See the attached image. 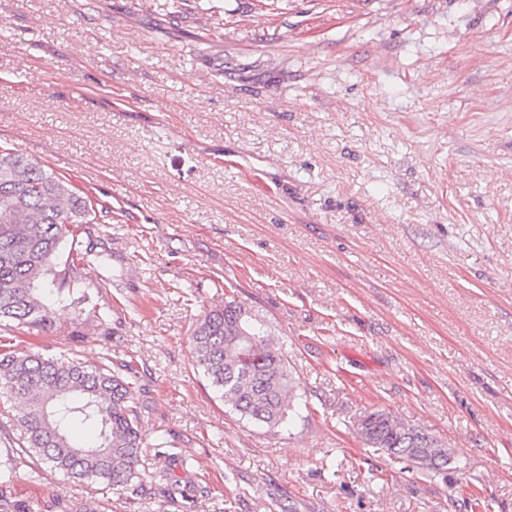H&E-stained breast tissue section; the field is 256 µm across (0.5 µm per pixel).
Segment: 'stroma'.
Masks as SVG:
<instances>
[{"mask_svg": "<svg viewBox=\"0 0 512 512\" xmlns=\"http://www.w3.org/2000/svg\"><path fill=\"white\" fill-rule=\"evenodd\" d=\"M0 147L89 196L109 265L61 248L67 304L0 343L130 362L148 476L16 455L19 512H512V0H0ZM228 299L283 347L289 425L194 363ZM374 411L447 471L367 447Z\"/></svg>", "mask_w": 512, "mask_h": 512, "instance_id": "obj_1", "label": "stroma"}]
</instances>
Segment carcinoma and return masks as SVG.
<instances>
[{"instance_id": "carcinoma-1", "label": "carcinoma", "mask_w": 512, "mask_h": 512, "mask_svg": "<svg viewBox=\"0 0 512 512\" xmlns=\"http://www.w3.org/2000/svg\"><path fill=\"white\" fill-rule=\"evenodd\" d=\"M90 205L69 178L0 149V322L51 325L43 286L51 283L62 298L67 279L58 277L54 260L85 223ZM192 346L196 367L231 411L270 429L285 422L295 388L288 360L270 342L265 321L244 303L232 299L211 310L194 330ZM137 393L129 363L114 369L108 357L87 364L0 349V414L14 415L18 450L69 480L88 486L143 481ZM77 421L98 427L95 444L73 440ZM360 434L367 446L428 470L444 472L452 461L447 444L389 413L366 415Z\"/></svg>"}]
</instances>
